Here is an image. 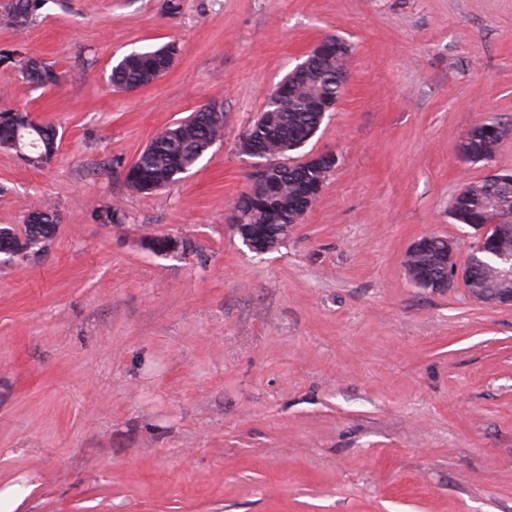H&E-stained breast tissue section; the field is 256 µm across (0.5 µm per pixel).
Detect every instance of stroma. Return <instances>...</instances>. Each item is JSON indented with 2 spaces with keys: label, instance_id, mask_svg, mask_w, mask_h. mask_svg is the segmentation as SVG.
<instances>
[{
  "label": "stroma",
  "instance_id": "1",
  "mask_svg": "<svg viewBox=\"0 0 512 512\" xmlns=\"http://www.w3.org/2000/svg\"><path fill=\"white\" fill-rule=\"evenodd\" d=\"M0 113L58 125L47 167L0 148V226L54 203L47 250L0 262V492L13 512H512V306L408 277L418 238L491 165L457 144L512 121V0H45L5 22ZM334 112L291 157L339 164L278 251L232 229L243 131L327 36ZM177 47L130 92L124 54ZM59 81L37 89L17 61ZM220 106L224 136L153 195L125 174L165 127ZM120 204L124 223L100 215ZM196 246L144 250L148 235ZM24 77L36 88L52 85L56 81L53 67L37 57H26L19 60Z\"/></svg>",
  "mask_w": 512,
  "mask_h": 512
}]
</instances>
